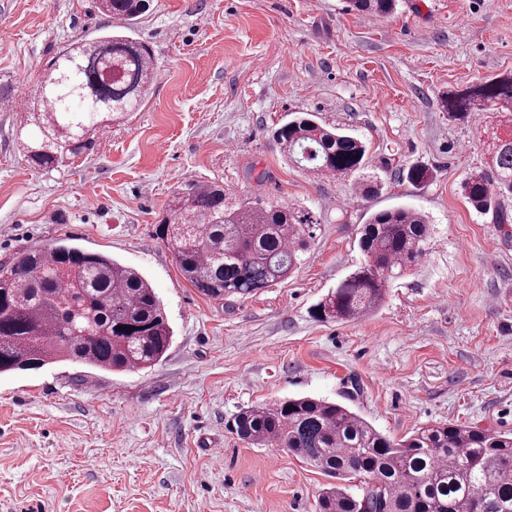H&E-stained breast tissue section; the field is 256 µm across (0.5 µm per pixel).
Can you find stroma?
<instances>
[{"label":"stroma","mask_w":512,"mask_h":512,"mask_svg":"<svg viewBox=\"0 0 512 512\" xmlns=\"http://www.w3.org/2000/svg\"><path fill=\"white\" fill-rule=\"evenodd\" d=\"M113 26L95 0H0V83L19 93ZM129 35L153 50L145 104L57 168L25 157L37 100L0 104V264L60 243L109 255L151 282L173 340L148 369L1 374L0 512H317L328 477L228 428L288 398L342 402L395 440L439 422L512 432V223L461 190L499 117L443 105L512 75V0H397L387 18L344 0H150ZM291 112L366 142L380 193L289 163L274 133ZM211 182L316 214L287 281L220 302L182 277L156 227ZM397 206L428 217L423 259L362 318H317L363 259L362 225Z\"/></svg>","instance_id":"35a3bbf8"}]
</instances>
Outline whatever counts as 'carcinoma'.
I'll return each mask as SVG.
<instances>
[{"label": "carcinoma", "instance_id": "1", "mask_svg": "<svg viewBox=\"0 0 512 512\" xmlns=\"http://www.w3.org/2000/svg\"><path fill=\"white\" fill-rule=\"evenodd\" d=\"M148 0H98V8L131 29ZM357 13L391 15L396 0H348ZM155 67L150 48L113 31L76 41L53 59L36 83L32 113L38 135L26 158L58 166L83 152L101 121L122 118L146 99ZM457 116L473 108L501 114L486 168L469 174L464 196L480 214L508 223L501 200L512 198V76L486 82L471 95L446 100ZM283 156L317 176L365 170L367 147L341 128L291 117L275 132ZM313 215L256 196L237 201L216 184L192 186L170 204L159 232L182 277L203 296L251 295L287 280L301 264ZM429 222L407 206L374 213L362 229L365 256L316 307L326 320L352 321L384 298L391 280L418 264ZM173 337L154 288L137 270L72 245L32 249L0 266V374L60 360L100 370L158 363ZM238 439L275 444L336 480L318 512H512V433L438 423L394 441L344 404L310 396L244 408ZM360 481V493L343 482Z\"/></svg>", "mask_w": 512, "mask_h": 512}]
</instances>
